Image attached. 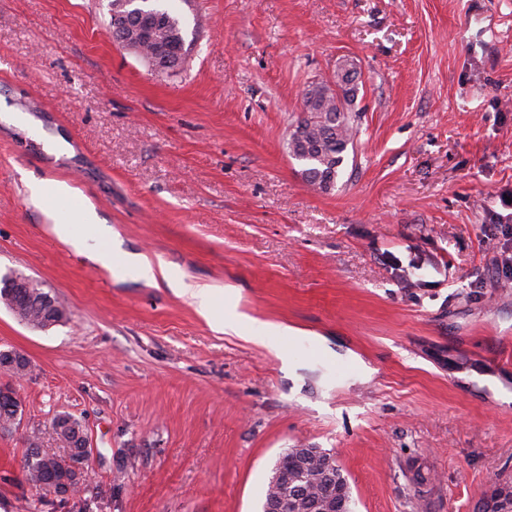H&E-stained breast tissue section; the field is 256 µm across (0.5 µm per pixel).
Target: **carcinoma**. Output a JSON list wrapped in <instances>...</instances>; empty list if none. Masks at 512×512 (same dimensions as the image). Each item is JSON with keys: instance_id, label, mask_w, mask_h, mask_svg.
I'll return each mask as SVG.
<instances>
[{"instance_id": "carcinoma-1", "label": "carcinoma", "mask_w": 512, "mask_h": 512, "mask_svg": "<svg viewBox=\"0 0 512 512\" xmlns=\"http://www.w3.org/2000/svg\"><path fill=\"white\" fill-rule=\"evenodd\" d=\"M123 17L109 19L112 38L123 47L138 52L142 46L147 52L163 56L172 51L183 62L190 52L186 44L180 18L160 0H140L119 10ZM356 70L349 60L343 70L336 72V82L329 85L314 82L303 94L300 115L292 125L288 139V150L295 159L303 162L301 174L310 185L324 184L336 187L337 180L354 147L356 129L351 112L357 88L348 85V74ZM37 292L35 288H17L12 277L0 278V303L7 309L23 311V317L34 328L48 326L52 320L49 309L27 302V296ZM34 444L26 450L23 469L26 480L43 490L48 483L41 476L42 459L32 451ZM305 452L303 448H290L281 458L282 467L288 472V482L268 486L266 496L284 492L297 501V512H307L319 501L326 512H349V496H339L336 489L348 486L341 469L328 477L322 465L310 467L304 473L298 470V461ZM480 512H512V481L499 480L492 485V493L483 497Z\"/></svg>"}]
</instances>
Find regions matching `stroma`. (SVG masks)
Wrapping results in <instances>:
<instances>
[{"instance_id":"1","label":"stroma","mask_w":512,"mask_h":512,"mask_svg":"<svg viewBox=\"0 0 512 512\" xmlns=\"http://www.w3.org/2000/svg\"><path fill=\"white\" fill-rule=\"evenodd\" d=\"M108 3L0 0V277L66 311L40 330L0 304V351L30 362L0 512H262L290 448L334 456L354 512H475L512 479V0H170L191 50L164 74ZM345 57L358 134L324 192L288 137ZM35 181L93 205L120 255L62 242ZM60 413L90 448L65 496L23 472L28 436L62 452ZM127 265L141 278L149 281H156L157 276L163 280L172 283H178L184 290V293L189 295L195 305L198 313L206 318L208 321H217L221 324L224 323V331L236 330L238 315L231 316H218L214 313L213 296L207 288L187 283L184 278L175 272L170 267L160 263L154 266L145 256L139 258L125 257Z\"/></svg>"}]
</instances>
